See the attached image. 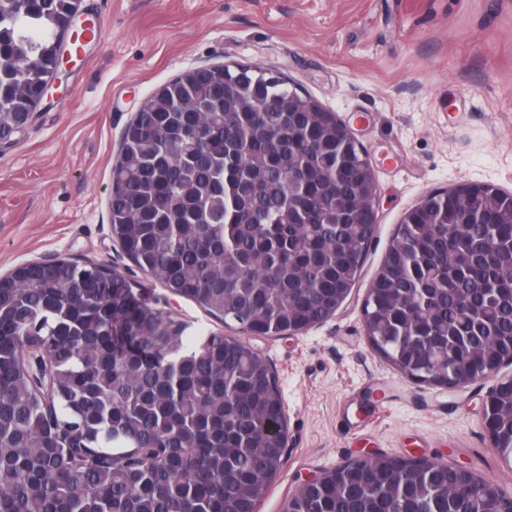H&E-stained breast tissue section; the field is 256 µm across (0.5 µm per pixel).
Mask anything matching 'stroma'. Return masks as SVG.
<instances>
[{"label": "stroma", "mask_w": 512, "mask_h": 512, "mask_svg": "<svg viewBox=\"0 0 512 512\" xmlns=\"http://www.w3.org/2000/svg\"><path fill=\"white\" fill-rule=\"evenodd\" d=\"M103 28L26 130L0 149V274L41 258L116 267L191 334L236 330L173 295L112 235V168L125 125L194 68L289 78L365 147L378 190L362 274L344 304L297 336L250 338L280 386L285 463L257 512H284L307 477L361 451L466 467L512 498L491 448L485 389L402 378L372 347L364 303L406 213L461 182L512 192V0H83Z\"/></svg>", "instance_id": "35a3bbf8"}]
</instances>
